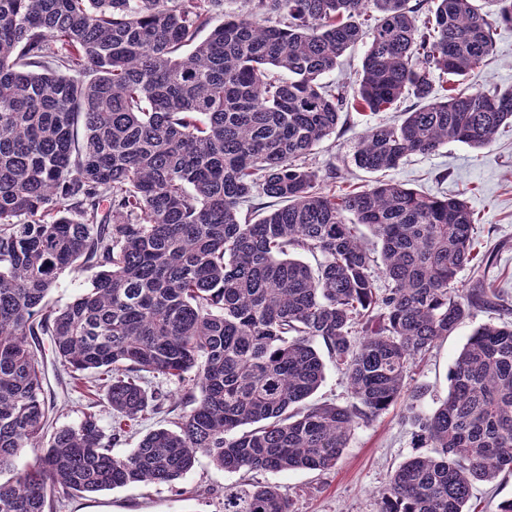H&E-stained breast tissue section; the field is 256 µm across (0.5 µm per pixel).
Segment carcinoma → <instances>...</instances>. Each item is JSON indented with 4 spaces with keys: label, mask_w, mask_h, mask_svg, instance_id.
<instances>
[{
    "label": "carcinoma",
    "mask_w": 512,
    "mask_h": 512,
    "mask_svg": "<svg viewBox=\"0 0 512 512\" xmlns=\"http://www.w3.org/2000/svg\"><path fill=\"white\" fill-rule=\"evenodd\" d=\"M484 3L0 0V512L175 486L200 456L227 472L327 471L355 426L399 402L432 453L389 474L378 512H467L475 485L512 471V322L473 331L433 412L407 383L499 298L458 287L476 257L470 206L390 180L327 191L306 163L342 113L386 112L409 92L421 105L367 127L356 167L482 149L512 126V91L437 95L431 81L460 82L490 57L512 0ZM363 41L351 101L324 77ZM262 197L257 216L243 212ZM87 269L90 287L50 302L62 274ZM40 334L105 391L111 434L93 413L53 427ZM323 349L347 376L345 406L309 402ZM148 375L192 408L115 455L164 406ZM224 512L293 510L277 486L247 483L224 488Z\"/></svg>",
    "instance_id": "obj_1"
}]
</instances>
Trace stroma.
Masks as SVG:
<instances>
[{"instance_id": "stroma-1", "label": "stroma", "mask_w": 512, "mask_h": 512, "mask_svg": "<svg viewBox=\"0 0 512 512\" xmlns=\"http://www.w3.org/2000/svg\"><path fill=\"white\" fill-rule=\"evenodd\" d=\"M465 84L473 90L512 89V25H495L488 64L471 71ZM417 104V98L409 94L400 100L396 111L381 116L354 109L343 113L335 133L314 147L310 163L320 173L335 172L336 184L343 188L372 183L374 174L358 169L353 162L360 134L380 119H393L395 112L409 111ZM384 177L421 192L464 194L478 218L476 249L490 255L491 261L477 272L464 268L457 280L466 289L483 282L500 291L507 303L503 309L474 311L417 363L414 383L426 389L420 406L431 411L446 398L448 373L475 327L512 320V131L480 150L451 142L433 153L410 156ZM39 342L47 397L54 402L55 426L77 425L88 411L99 416L102 426H110L112 413L104 395L83 397L71 392L70 373L55 359L49 337H40ZM414 453L413 428L401 406L395 405L354 428L335 468L323 473H265L261 479L279 486L294 512H378L377 495L390 471ZM245 479V473L220 470L202 456L185 478L188 495L178 496L167 485L128 486L70 498L60 512H224L225 486Z\"/></svg>"}]
</instances>
